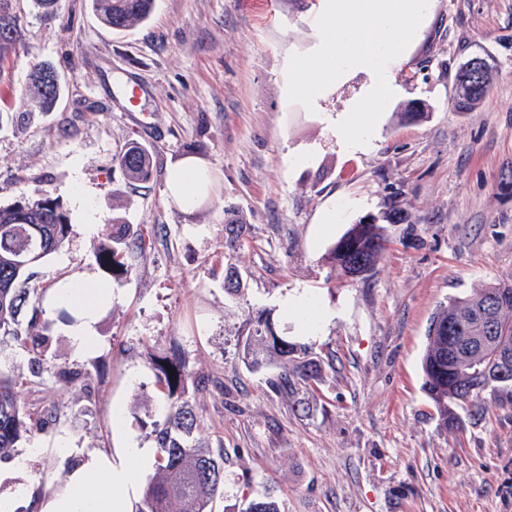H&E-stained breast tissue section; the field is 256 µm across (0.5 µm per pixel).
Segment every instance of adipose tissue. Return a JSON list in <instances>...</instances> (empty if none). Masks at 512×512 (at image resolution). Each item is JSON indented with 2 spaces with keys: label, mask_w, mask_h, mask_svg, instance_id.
I'll return each mask as SVG.
<instances>
[{
  "label": "adipose tissue",
  "mask_w": 512,
  "mask_h": 512,
  "mask_svg": "<svg viewBox=\"0 0 512 512\" xmlns=\"http://www.w3.org/2000/svg\"><path fill=\"white\" fill-rule=\"evenodd\" d=\"M432 0H318L310 23L312 41L288 56V99L321 114L325 128L342 149L372 146L379 115L404 94L397 72L409 62V48L429 23ZM363 75L359 93L346 109L330 114L337 89ZM216 179L201 158L188 155L170 164L164 193L180 211L191 214L215 195ZM47 309H64L73 317L65 328L78 352L96 343V325L112 305V290L86 274L60 279L44 299ZM151 458L147 448H111L91 452L69 468L63 485L35 494L16 484L0 496V512H130L138 493L135 471Z\"/></svg>",
  "instance_id": "obj_1"
}]
</instances>
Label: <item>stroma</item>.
<instances>
[{
  "instance_id": "stroma-1",
  "label": "stroma",
  "mask_w": 512,
  "mask_h": 512,
  "mask_svg": "<svg viewBox=\"0 0 512 512\" xmlns=\"http://www.w3.org/2000/svg\"><path fill=\"white\" fill-rule=\"evenodd\" d=\"M11 3L23 40L0 77V206L41 189L60 199L71 234L32 283L89 274L111 285L112 306L81 355L64 314H45L54 343L39 374L27 349L0 346V370L21 383L28 407L59 405L28 439L44 454L1 470L0 494L27 479L57 482L64 460L50 449L61 437L77 456L153 447L168 413L153 360L175 343L211 382L187 397L195 438L224 448L213 512L267 497L281 512H512V405L466 404L458 424L441 428L422 372L440 305L512 283V0H434L398 76L403 98L382 113L372 148L354 153L286 94L288 49L306 43L317 0H156L147 23L121 33L90 0H58L50 17L31 0ZM474 55L493 85L460 112L454 78ZM37 64L53 66L61 86L48 112L26 104ZM129 84L143 106L128 112ZM134 142L151 156L140 182L118 163ZM310 147L314 166L290 168L289 151ZM185 155L217 179L213 202L191 216L164 195L167 166ZM326 207L335 223H316ZM367 220L384 227L374 272L332 271L329 249ZM115 223L145 240L119 271L96 259ZM230 266L243 282L236 295L224 286ZM294 298L321 312L313 332L301 313L284 314ZM265 319L305 347L308 388L277 392L275 368L244 364V340ZM61 364L90 381L63 386Z\"/></svg>"
}]
</instances>
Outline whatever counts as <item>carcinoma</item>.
<instances>
[{
	"label": "carcinoma",
	"mask_w": 512,
	"mask_h": 512,
	"mask_svg": "<svg viewBox=\"0 0 512 512\" xmlns=\"http://www.w3.org/2000/svg\"><path fill=\"white\" fill-rule=\"evenodd\" d=\"M92 7L104 24L114 30L142 24L149 20L155 0H92ZM19 41L16 15L9 0H0V76L10 58L17 56ZM60 95V84L53 67L37 65L31 72L30 99L43 111L52 109ZM119 165L131 181L150 176V154L134 144L119 159ZM42 198L30 200L25 207L13 210L0 207V342L12 339L28 348L31 372L38 374L47 357L52 337L40 333L43 310L32 306L27 330H19V316L29 306L37 289L30 286L32 265L19 266L22 254L35 243L48 256L67 239L70 225L55 223L54 217H67L58 200L57 213L41 205ZM383 227L379 224H354L328 252L331 268L344 275L359 257L374 268L383 248ZM136 231L127 224L112 225L97 250L99 261L109 267L120 266V255L139 247ZM512 285L494 284L471 295L452 299L434 313L432 323L450 322L458 327L455 334L464 338L456 357L448 359L453 380L442 382L434 373V362L446 338L428 334L422 358L424 389L431 399L443 426L455 419L454 407L476 404L488 393L501 403L512 405V300L497 302V296ZM301 347L277 336L269 325L254 329L246 337L243 355L251 367L263 364L279 368L271 386L295 393L312 379L306 366L296 363ZM157 378L171 399L164 422L154 429L158 452L156 472L147 483L136 512H212V503L224 486V449L214 450L192 439L196 426L194 407L185 398L192 383L205 390L209 379L194 376L187 370L179 350L171 347L154 361ZM176 371L170 378L168 370ZM56 377L73 387L90 380V374L68 365H60ZM57 418V406L50 402L39 414L31 412L23 398L21 385L10 375L0 372V459L14 454L22 441L35 429H42Z\"/></svg>",
	"instance_id": "cac0c4a2"
}]
</instances>
